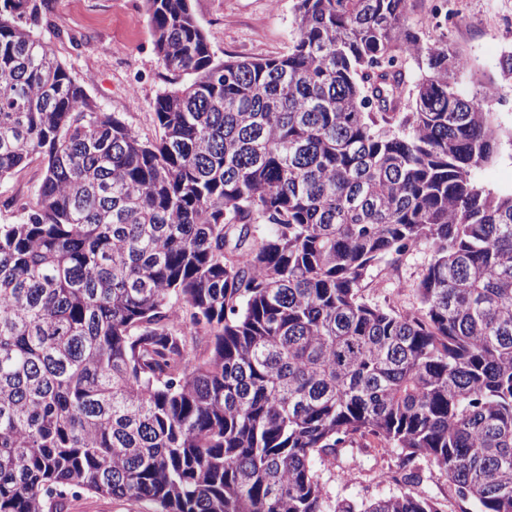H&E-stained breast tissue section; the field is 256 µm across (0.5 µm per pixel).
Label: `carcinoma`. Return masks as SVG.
I'll use <instances>...</instances> for the list:
<instances>
[{
    "label": "carcinoma",
    "mask_w": 512,
    "mask_h": 512,
    "mask_svg": "<svg viewBox=\"0 0 512 512\" xmlns=\"http://www.w3.org/2000/svg\"><path fill=\"white\" fill-rule=\"evenodd\" d=\"M52 2L0 6V184L44 169L0 224V512H447L330 495L316 464L374 482L389 447L395 482L425 458L459 512H512L495 79L408 0H295L288 53L226 60L190 0H146L171 84L151 141L39 36ZM421 242L419 306L365 301ZM408 1L410 22L423 33L425 39L436 38L441 33L436 26L438 19L433 16V8L438 0ZM142 506L127 500H113L89 494H82L72 500L70 512H142Z\"/></svg>",
    "instance_id": "cac0c4a2"
}]
</instances>
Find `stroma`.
I'll list each match as a JSON object with an SVG mask.
<instances>
[{"instance_id": "stroma-1", "label": "stroma", "mask_w": 512, "mask_h": 512, "mask_svg": "<svg viewBox=\"0 0 512 512\" xmlns=\"http://www.w3.org/2000/svg\"><path fill=\"white\" fill-rule=\"evenodd\" d=\"M295 0H191L216 59L265 58L285 54L292 45ZM455 18L448 39L468 56L476 70L496 75L503 53L512 52V0H448ZM41 38L80 81L103 111L120 116L147 138L159 137L152 104L167 87V73L153 45L144 0H54ZM43 166L32 162L0 186V223L10 221L8 202L33 195ZM431 259L427 245L407 252L398 269L388 262L368 272L363 296L378 305L417 307L413 291ZM331 495L356 501L399 492V485L346 480L324 472Z\"/></svg>"}]
</instances>
